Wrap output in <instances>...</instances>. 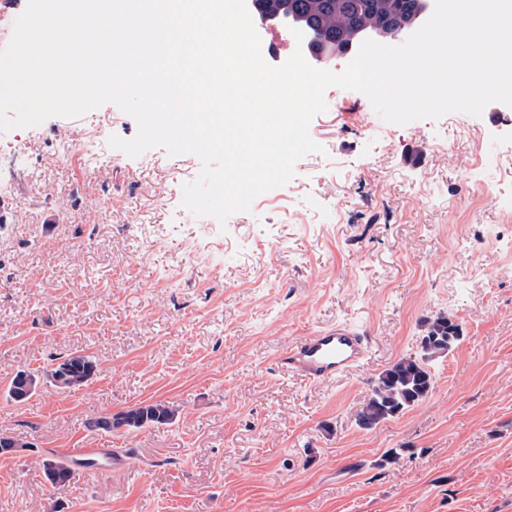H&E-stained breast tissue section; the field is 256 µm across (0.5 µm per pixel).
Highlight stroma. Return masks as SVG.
Masks as SVG:
<instances>
[{
  "label": "stroma",
  "mask_w": 512,
  "mask_h": 512,
  "mask_svg": "<svg viewBox=\"0 0 512 512\" xmlns=\"http://www.w3.org/2000/svg\"><path fill=\"white\" fill-rule=\"evenodd\" d=\"M322 150L226 224L182 206L192 154L132 158L107 103L0 132V512H512V107L405 125L327 90ZM443 313L462 339L419 404L364 429L377 375ZM348 324L368 359L309 382L276 359ZM78 352L81 388L7 396ZM170 425L89 428L140 403ZM112 462L50 483L41 460ZM393 448L398 462H384ZM33 379L36 384L33 389H30ZM41 377L29 370L19 371L11 380L7 393L10 399L15 402L22 403L31 398L38 389V381Z\"/></svg>",
  "instance_id": "obj_1"
}]
</instances>
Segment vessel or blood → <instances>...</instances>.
I'll use <instances>...</instances> for the list:
<instances>
[{"label": "vessel or blood", "instance_id": "1", "mask_svg": "<svg viewBox=\"0 0 512 512\" xmlns=\"http://www.w3.org/2000/svg\"><path fill=\"white\" fill-rule=\"evenodd\" d=\"M370 341L346 324L313 330L297 339L279 361L288 370L313 381L333 380L366 360Z\"/></svg>", "mask_w": 512, "mask_h": 512}]
</instances>
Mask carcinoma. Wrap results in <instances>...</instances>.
I'll list each match as a JSON object with an SVG mask.
<instances>
[{
    "instance_id": "cac0c4a2",
    "label": "carcinoma",
    "mask_w": 512,
    "mask_h": 512,
    "mask_svg": "<svg viewBox=\"0 0 512 512\" xmlns=\"http://www.w3.org/2000/svg\"><path fill=\"white\" fill-rule=\"evenodd\" d=\"M295 5V28L302 33L320 27L332 34L336 46L340 47L359 26L364 16L375 6H385L379 17L391 22L399 15L409 12L420 0H288ZM460 341L453 319L445 314H436L424 322L421 353L403 356L382 371L374 381L372 393L357 416L359 425L369 429L380 422L400 415L410 407L423 401L431 392L434 375L429 360L448 354ZM68 366L62 383H57L52 373L46 380L59 389H76L95 375L97 364L92 357L72 353L63 358ZM41 377L29 370L19 371L11 380L7 393L10 399L22 403L31 398L36 389L32 381ZM178 416L177 408L168 402H154L119 412L104 420L93 419L88 426L107 432L124 428L140 429L146 426L160 427L173 424ZM42 467L45 476L53 484H65L75 475L67 460L44 458Z\"/></svg>"
}]
</instances>
